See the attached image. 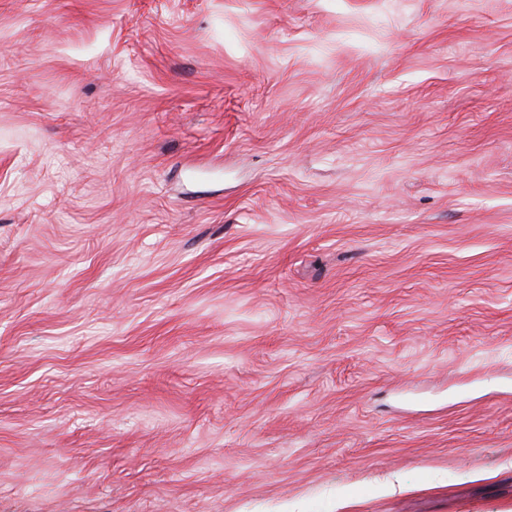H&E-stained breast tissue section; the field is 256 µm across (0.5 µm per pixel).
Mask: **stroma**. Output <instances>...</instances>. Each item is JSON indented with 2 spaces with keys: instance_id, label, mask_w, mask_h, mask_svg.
<instances>
[{
  "instance_id": "stroma-1",
  "label": "stroma",
  "mask_w": 512,
  "mask_h": 512,
  "mask_svg": "<svg viewBox=\"0 0 512 512\" xmlns=\"http://www.w3.org/2000/svg\"><path fill=\"white\" fill-rule=\"evenodd\" d=\"M0 512H512V0H0Z\"/></svg>"
}]
</instances>
